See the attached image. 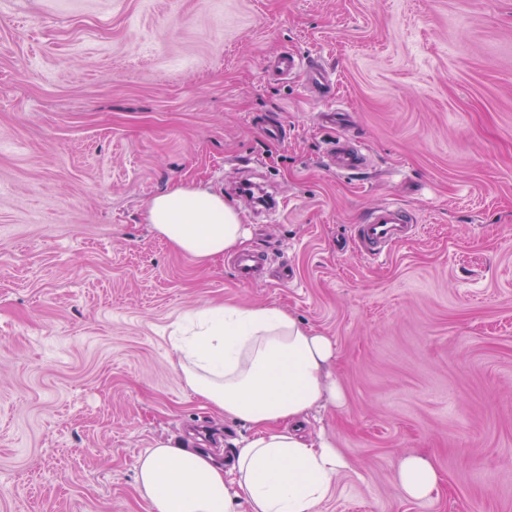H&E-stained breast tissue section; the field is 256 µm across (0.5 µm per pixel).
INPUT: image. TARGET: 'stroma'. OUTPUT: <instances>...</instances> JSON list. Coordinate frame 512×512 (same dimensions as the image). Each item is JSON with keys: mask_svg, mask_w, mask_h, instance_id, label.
<instances>
[{"mask_svg": "<svg viewBox=\"0 0 512 512\" xmlns=\"http://www.w3.org/2000/svg\"><path fill=\"white\" fill-rule=\"evenodd\" d=\"M285 50L335 73V124L264 73ZM350 131L370 164L330 173ZM189 183L294 281L156 235L147 201ZM389 197L419 229L372 265L351 229ZM206 303L332 342L343 403L307 430L350 467L319 512H512V0H0V512H151L137 462L172 436L226 461L250 428L186 387L171 342ZM403 453L432 459V498L402 499Z\"/></svg>", "mask_w": 512, "mask_h": 512, "instance_id": "stroma-1", "label": "stroma"}]
</instances>
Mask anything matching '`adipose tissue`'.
Wrapping results in <instances>:
<instances>
[{
	"label": "adipose tissue",
	"mask_w": 512,
	"mask_h": 512,
	"mask_svg": "<svg viewBox=\"0 0 512 512\" xmlns=\"http://www.w3.org/2000/svg\"><path fill=\"white\" fill-rule=\"evenodd\" d=\"M147 219L175 250L205 263L242 247L248 230L222 194L178 185L148 200ZM195 332L174 348L186 386L216 412L251 428L223 468L189 436L140 456L137 479L151 512H318L348 459L325 437L298 432L315 406L340 390L326 372L327 337L276 306L208 304ZM394 480L404 499L423 500L440 477L428 458L400 455Z\"/></svg>",
	"instance_id": "1"
}]
</instances>
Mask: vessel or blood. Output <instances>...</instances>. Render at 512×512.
I'll use <instances>...</instances> for the list:
<instances>
[{
    "instance_id": "obj_1",
    "label": "vessel or blood",
    "mask_w": 512,
    "mask_h": 512,
    "mask_svg": "<svg viewBox=\"0 0 512 512\" xmlns=\"http://www.w3.org/2000/svg\"><path fill=\"white\" fill-rule=\"evenodd\" d=\"M281 75L306 82L308 93L322 102L336 101L334 81L321 59L291 51L282 52L273 62ZM369 149L358 138L342 135L326 142V167L352 174L368 166ZM417 232L415 215L401 202L390 199L369 210L354 227L353 242L359 254L372 263L386 260L398 245L410 241Z\"/></svg>"
}]
</instances>
